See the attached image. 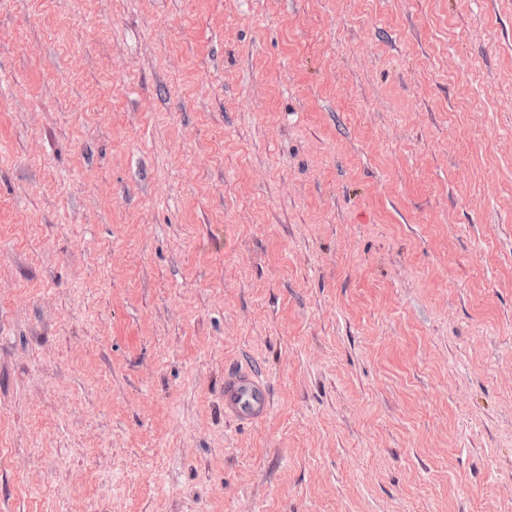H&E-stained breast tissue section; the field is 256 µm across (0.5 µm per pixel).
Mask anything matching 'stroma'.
I'll list each match as a JSON object with an SVG mask.
<instances>
[{
    "instance_id": "1",
    "label": "stroma",
    "mask_w": 512,
    "mask_h": 512,
    "mask_svg": "<svg viewBox=\"0 0 512 512\" xmlns=\"http://www.w3.org/2000/svg\"><path fill=\"white\" fill-rule=\"evenodd\" d=\"M0 512H512V0H0ZM268 390L257 375L249 372L228 373L224 376V412L233 419L255 423L268 412Z\"/></svg>"
}]
</instances>
